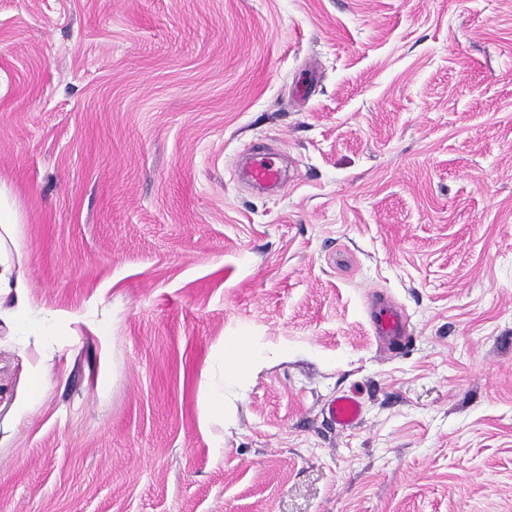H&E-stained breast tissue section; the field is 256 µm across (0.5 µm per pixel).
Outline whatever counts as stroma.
I'll return each instance as SVG.
<instances>
[{"label": "stroma", "mask_w": 512, "mask_h": 512, "mask_svg": "<svg viewBox=\"0 0 512 512\" xmlns=\"http://www.w3.org/2000/svg\"><path fill=\"white\" fill-rule=\"evenodd\" d=\"M0 189V512H512V0H0ZM248 174L262 185L278 184L281 179L280 169L272 153L254 154L250 159ZM25 282L17 277L11 278L8 268L0 271V297L2 294L14 293V305L4 316L13 330L21 336H44L47 328L35 315L29 305ZM371 320L378 336L393 341L391 347L399 348L408 339L406 321L398 309L382 305L371 312ZM259 348L253 342H242L238 349V356L231 361H226L224 365V352L221 353V357L218 359V363L222 372L224 383V372L225 373H236L243 371H251L258 361ZM329 419L341 430L356 426L363 413V404L356 391L342 393L334 398L326 408Z\"/></svg>", "instance_id": "35a3bbf8"}]
</instances>
